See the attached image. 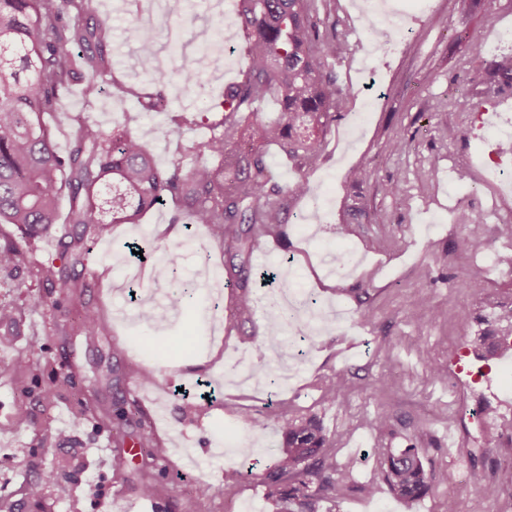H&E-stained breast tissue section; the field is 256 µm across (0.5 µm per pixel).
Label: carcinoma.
I'll use <instances>...</instances> for the list:
<instances>
[{"label":"carcinoma","instance_id":"carcinoma-1","mask_svg":"<svg viewBox=\"0 0 512 512\" xmlns=\"http://www.w3.org/2000/svg\"><path fill=\"white\" fill-rule=\"evenodd\" d=\"M238 17L248 39V67L243 79L224 93V131L193 148L196 156L220 161L211 166L196 161L186 169L157 168L147 146L137 137L83 122L73 133L66 155L57 153L43 114L57 109L62 87L83 85L84 98H98V78L109 72L106 50L110 27L105 20L88 23L86 0H0V224H12L22 238L59 235L63 257L75 266L83 263V242L92 233L104 234L112 224H127L143 211L170 200L185 214L186 223L202 224L212 235L240 253L259 238L285 235L280 207L270 202L282 189L266 154L248 143L243 113L269 91L276 90L281 110L259 124L262 139L281 145L304 166L314 164L334 113L344 107V95L322 60L349 53L344 41L326 39L311 14V0H239ZM74 13V22L65 14ZM154 37H141L137 51L140 70L158 83L167 75L154 65ZM207 64L198 55L182 66L185 89ZM487 73L498 91L512 89V56L489 63ZM68 210L59 222L62 201ZM479 214L470 215L466 234L458 241L471 249L481 235ZM25 273L36 282L53 285L63 278L54 264L30 266L22 242L0 234V274ZM75 333L94 339L104 335L98 312L84 308ZM512 338V313H501L479 337L483 350L476 357L495 358L500 341ZM48 360L44 348L33 345L26 359L14 364L30 372ZM76 419L98 417L89 400L75 399ZM137 421L138 443L154 461L166 448L150 430V422L134 407H116L112 428ZM283 449L271 467L259 476L269 489L276 512H336V500L349 482L355 462L336 466L329 454L330 439L313 420L285 419ZM377 461L375 475L398 497L416 501L441 482L426 469L421 449L371 448ZM59 474L45 470L20 489L38 499L46 483Z\"/></svg>","mask_w":512,"mask_h":512}]
</instances>
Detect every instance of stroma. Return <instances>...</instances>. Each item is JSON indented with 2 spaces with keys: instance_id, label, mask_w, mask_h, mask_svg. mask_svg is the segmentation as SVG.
Instances as JSON below:
<instances>
[{
  "instance_id": "1",
  "label": "stroma",
  "mask_w": 512,
  "mask_h": 512,
  "mask_svg": "<svg viewBox=\"0 0 512 512\" xmlns=\"http://www.w3.org/2000/svg\"><path fill=\"white\" fill-rule=\"evenodd\" d=\"M508 0H316L320 26L347 41L350 53L324 61L344 93L345 105L331 122L312 167H301L281 146L265 145L266 159L283 191L286 235L264 238L254 246L243 270L233 269L227 248L200 224L184 226L174 203L148 210L137 224H117L105 235L88 237L84 262L101 276L98 293L84 288L47 287L27 276L0 274V303L22 306L17 322L0 326V497L18 502V512H271L268 488L261 483L270 457L283 438L268 402L289 416L315 418L333 438L337 464L355 460L341 500V512H442L454 497L458 512H500V497L484 498L475 487L499 466L503 448L485 430L477 439L458 436L457 446L441 442L444 430L457 426L460 402L490 404L512 417V376L490 362L481 376L461 391L448 387L451 376L477 365L471 348L480 332L478 317L495 311L494 301L512 297V274L490 273L488 303L476 301L466 286L476 261L491 249L512 254V241L496 224L512 213V196L500 198L486 169L491 131L479 114L491 96L486 66L512 52L498 37L512 28L503 15ZM395 9L409 28L372 34L363 22L367 5ZM216 14L210 0H168L153 34L157 58L170 82L156 86L136 63L141 22L151 0H92L94 17L109 20L112 72L100 77L102 92L86 104L81 86L71 83L59 96L57 111L47 113L56 149L66 154L78 122L130 131L152 152L158 166L191 167L193 146L219 132L225 83L242 79L248 66L247 38L237 17V0H222ZM193 22L227 30L221 67L207 66L193 89H184L179 72L197 45L185 37L179 47L166 40L169 26ZM162 93L165 112L144 117L138 94ZM512 105V90L495 96ZM188 110L194 125L172 134L170 117ZM409 144L391 153L392 139ZM438 159L436 180L423 178ZM306 179L309 195L295 197L286 188ZM401 180L393 194L389 186ZM482 214L486 223L473 252L457 251L466 226L461 215ZM347 224L349 232L338 235ZM137 243L141 258L127 246ZM178 250L179 276L195 283L192 299L175 309L167 323L150 327L138 312L162 303L177 291L163 272L166 255ZM279 288L307 290L323 317L311 344L298 348L290 328L274 326L260 304ZM249 292L252 315L228 328L234 301ZM429 304L419 318L411 313L420 295ZM98 308L110 333L90 341L65 334L78 311ZM369 322H361L362 310ZM51 353L52 364L19 374L13 364L34 341ZM439 365L441 378L430 375ZM63 369L66 380L54 379ZM141 371L159 372L172 390L137 387ZM210 381L214 393L186 405L175 388ZM339 392L322 399L328 382ZM135 386L134 401L148 414L164 443L163 462L149 464L147 451L135 448L137 425L115 434L96 419H75V398L91 399L111 412ZM251 408L254 424L240 413ZM388 425L377 430V414ZM51 419L52 454H43L35 436ZM394 448H420L426 468L447 471L448 480L432 494L405 502L384 484H373L375 441ZM124 455V475L112 472L114 454ZM76 476L63 486H47L41 501L19 494L30 478L29 461ZM149 473L158 497L131 493L129 482ZM209 487L208 496L196 493Z\"/></svg>"
}]
</instances>
